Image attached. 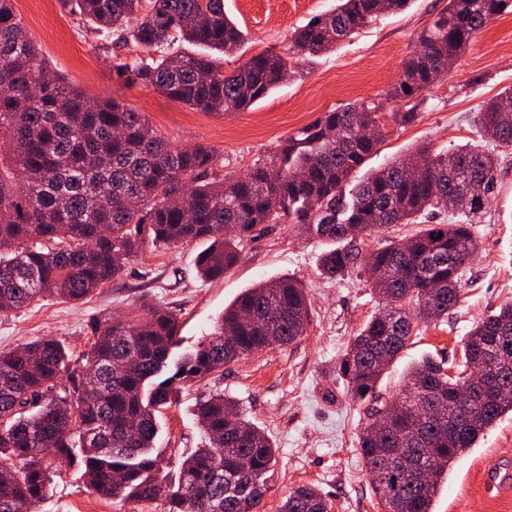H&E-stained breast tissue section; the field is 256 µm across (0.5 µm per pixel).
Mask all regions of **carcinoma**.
<instances>
[{
	"instance_id": "carcinoma-1",
	"label": "carcinoma",
	"mask_w": 512,
	"mask_h": 512,
	"mask_svg": "<svg viewBox=\"0 0 512 512\" xmlns=\"http://www.w3.org/2000/svg\"><path fill=\"white\" fill-rule=\"evenodd\" d=\"M412 0H339L332 11L297 29L292 42L306 59L331 50L374 20L401 12ZM98 26L106 39L133 41L143 50L115 64L117 74L168 99L204 112H241L276 88L290 60L269 50L232 74L210 55L173 53L185 41L222 54L236 52L243 32L224 14V0H63ZM512 0H448L417 39L400 80L386 97L404 108L394 121L410 124L427 91L448 75L480 29ZM46 74L12 0H0V316L45 297L80 300L120 275L150 242L170 245L205 239L198 272L216 279L239 257L235 240L259 224H295L339 244L321 257V275L344 277L369 267L372 287L385 301L352 338L341 370L354 399L374 398L384 371L407 347L418 320H438L465 289L463 268L474 259L471 227L490 200L497 157L460 146L394 160L371 170L352 190L342 189L385 136L358 133L378 104H347L323 113L289 136L243 175L202 177L215 162L205 146L170 145L140 112L114 99H90ZM482 138L512 146V89L478 113ZM460 201L449 224H430L403 242L365 251L355 224L369 235L390 224H416L426 212L445 213ZM309 323L306 291L282 278L244 291L199 343L168 372L178 321L151 307L138 319L94 320V342L69 363L52 338L0 352V512H38L51 485L54 459L84 467L87 485L107 499L155 501L165 512H263L267 473L275 456L266 433L236 412L222 394L196 404L207 443L187 457L178 479L162 474L154 443L159 416L174 382L201 378L244 355L285 346ZM463 363L484 372L494 358L512 361V302L478 322L464 339ZM68 385L58 388V380ZM405 390L391 403L384 429L365 427L360 451L373 490L387 512H433L448 466L475 447L484 432L512 412V368L501 375L506 396L490 402L457 401L460 378L446 363L426 358L404 375ZM402 441L413 456L389 466L382 453ZM314 487L302 485L279 512H331Z\"/></svg>"
}]
</instances>
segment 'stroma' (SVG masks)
I'll list each match as a JSON object with an SVG mask.
<instances>
[{
  "label": "stroma",
  "instance_id": "1",
  "mask_svg": "<svg viewBox=\"0 0 512 512\" xmlns=\"http://www.w3.org/2000/svg\"><path fill=\"white\" fill-rule=\"evenodd\" d=\"M336 0H224V11L245 34L238 53L225 57L233 72L252 56L270 50L292 53L291 36ZM42 62L72 88L90 98H113L143 113L173 146L214 149V175L237 174L276 151L288 136L339 106L386 100L418 33L447 7L448 0H413L406 11L370 24L313 62H295L265 99L244 112H202L173 102L158 91L130 85L112 69L116 58L136 57L134 43H113L70 15L60 0H14ZM512 88V14L487 23L473 38L447 79L431 88L427 103L409 125L388 123L376 155L357 171L384 166L418 147L443 151L479 144L475 119L481 104ZM496 191L473 225L477 257L463 270L468 287L441 322L419 325L400 358L379 381L376 396L396 399L408 365L426 356L460 361L463 341L476 322L512 301V147L500 151ZM204 240L145 246L120 276L83 303L45 298L0 317V352L52 337L73 357L90 347L94 319L137 315L148 306L173 311L179 343L173 360L195 349L225 308L246 289L292 278L308 292L310 321L303 336L244 356L199 379L184 383L165 409L155 440L161 466L176 477L181 463L202 443L194 416L197 399L212 393L233 398L275 444L265 512H278L295 488L311 485L333 503L332 512H384L374 494L358 436L367 420L352 399L340 359L363 325L378 314L379 300L360 267L345 277L324 278L319 265L325 242L292 224H263L239 245V260L223 278L202 279L196 260ZM512 461V414L494 424L475 448L456 458L434 497V512H512V491L495 494L484 486L488 464ZM39 512H162L159 502L126 503L101 498L85 486L77 464L60 461Z\"/></svg>",
  "mask_w": 512,
  "mask_h": 512
}]
</instances>
